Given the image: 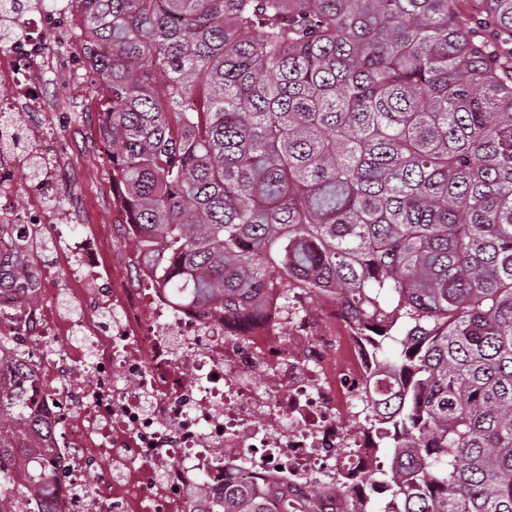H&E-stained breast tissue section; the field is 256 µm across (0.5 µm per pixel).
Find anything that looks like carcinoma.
I'll return each mask as SVG.
<instances>
[{
  "mask_svg": "<svg viewBox=\"0 0 512 512\" xmlns=\"http://www.w3.org/2000/svg\"><path fill=\"white\" fill-rule=\"evenodd\" d=\"M112 185L178 305L329 288L375 344L382 512H512V0H85ZM0 380V512H52ZM224 486L211 512H268Z\"/></svg>",
  "mask_w": 512,
  "mask_h": 512,
  "instance_id": "obj_1",
  "label": "carcinoma"
}]
</instances>
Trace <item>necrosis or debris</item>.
<instances>
[{
  "label": "necrosis or debris",
  "instance_id": "1",
  "mask_svg": "<svg viewBox=\"0 0 512 512\" xmlns=\"http://www.w3.org/2000/svg\"><path fill=\"white\" fill-rule=\"evenodd\" d=\"M84 30L83 0L0 8V85L14 89L0 97V259L27 271L0 289V335L13 342L0 361L33 377L51 432L28 445L54 475L56 512H201L229 479L269 487L295 512H319L312 492L342 485L336 512H371L401 473L381 452V422L340 426L365 416L374 363L334 293L272 297L243 335L230 317L172 303L146 266L128 286L103 231H68L73 211L47 204L64 168L39 87L52 74L98 95ZM35 160L43 186L15 210L16 173ZM77 372L92 384L76 385Z\"/></svg>",
  "mask_w": 512,
  "mask_h": 512
}]
</instances>
